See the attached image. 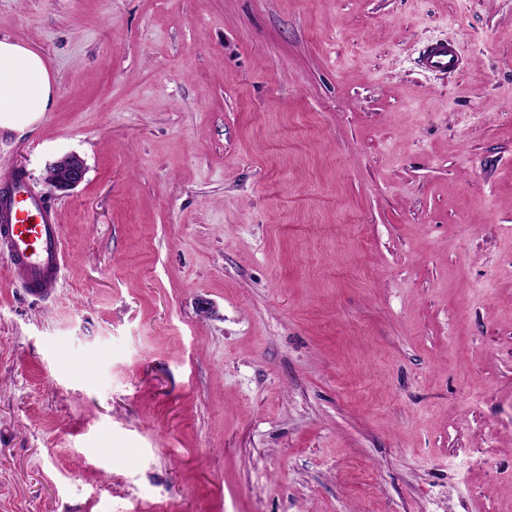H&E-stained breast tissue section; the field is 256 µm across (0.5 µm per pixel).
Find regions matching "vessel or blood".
I'll list each match as a JSON object with an SVG mask.
<instances>
[{
    "instance_id": "1",
    "label": "vessel or blood",
    "mask_w": 512,
    "mask_h": 512,
    "mask_svg": "<svg viewBox=\"0 0 512 512\" xmlns=\"http://www.w3.org/2000/svg\"><path fill=\"white\" fill-rule=\"evenodd\" d=\"M425 60L438 70L454 69L458 63L443 44L431 46ZM0 258L36 298L51 299L62 285L65 256L56 209L21 173L0 180Z\"/></svg>"
}]
</instances>
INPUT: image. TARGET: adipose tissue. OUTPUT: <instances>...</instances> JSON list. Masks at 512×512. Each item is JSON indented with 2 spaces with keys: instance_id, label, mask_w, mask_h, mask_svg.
Returning a JSON list of instances; mask_svg holds the SVG:
<instances>
[{
  "instance_id": "ef3b65f1",
  "label": "adipose tissue",
  "mask_w": 512,
  "mask_h": 512,
  "mask_svg": "<svg viewBox=\"0 0 512 512\" xmlns=\"http://www.w3.org/2000/svg\"><path fill=\"white\" fill-rule=\"evenodd\" d=\"M57 86L41 53L0 40V129H23L50 110Z\"/></svg>"
}]
</instances>
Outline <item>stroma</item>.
Instances as JSON below:
<instances>
[{"mask_svg": "<svg viewBox=\"0 0 512 512\" xmlns=\"http://www.w3.org/2000/svg\"><path fill=\"white\" fill-rule=\"evenodd\" d=\"M3 38L57 95L0 179L67 270L0 261V512H512V0H0ZM426 64L432 69L452 70L457 66L458 58L447 45H432L426 52ZM84 161L75 154H68L49 165L47 182L58 190H70L78 186L85 177ZM0 257L36 298L51 299L62 285L65 256L56 208L22 173L0 180Z\"/></svg>", "mask_w": 512, "mask_h": 512, "instance_id": "stroma-1", "label": "stroma"}]
</instances>
